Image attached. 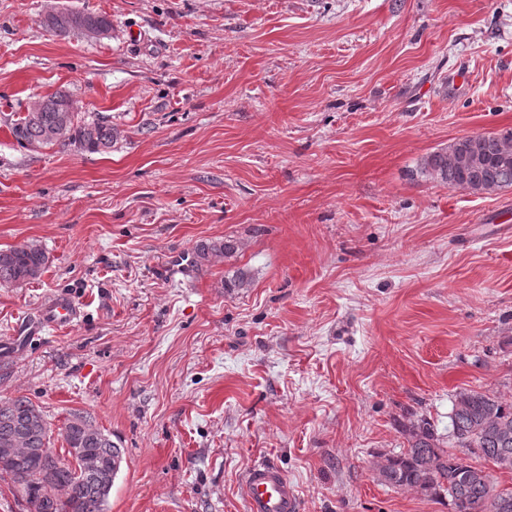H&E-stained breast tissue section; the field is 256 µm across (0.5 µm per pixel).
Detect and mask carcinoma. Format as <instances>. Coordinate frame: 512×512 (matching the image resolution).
Masks as SVG:
<instances>
[{
    "label": "carcinoma",
    "mask_w": 512,
    "mask_h": 512,
    "mask_svg": "<svg viewBox=\"0 0 512 512\" xmlns=\"http://www.w3.org/2000/svg\"><path fill=\"white\" fill-rule=\"evenodd\" d=\"M42 26L57 36L108 31L111 22L103 15L61 9L47 14ZM12 134L22 146L45 147L74 144L91 152H107L118 133L103 117H79L70 95L57 91L34 102L26 114L12 123ZM481 158L480 166L461 165L456 150L443 148L428 155L421 173L473 193L491 194L512 187V129L479 135L463 142ZM228 239L202 241L194 248L192 264L201 269L215 259L233 253ZM49 257L38 245L21 249H0V287H11L41 276ZM34 410L30 398L18 396L0 411V430L22 426ZM448 441L437 435L425 418L404 430L408 447L378 465L379 481L392 489L412 490L433 499L448 500L450 512H512V490L499 488L496 473L512 472V435L503 436L498 425L512 429V403L486 391L463 389L456 393L448 415ZM92 417L72 412L66 417L61 435L69 448H84L110 462L122 454L109 434L86 435L79 427ZM53 495L43 487L44 460L39 454L21 455L0 477H9L23 491L31 512H105L93 483L72 460L56 457Z\"/></svg>",
    "instance_id": "1"
}]
</instances>
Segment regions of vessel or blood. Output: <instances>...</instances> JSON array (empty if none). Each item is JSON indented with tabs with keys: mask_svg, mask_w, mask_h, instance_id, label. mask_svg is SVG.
<instances>
[{
	"mask_svg": "<svg viewBox=\"0 0 512 512\" xmlns=\"http://www.w3.org/2000/svg\"><path fill=\"white\" fill-rule=\"evenodd\" d=\"M77 316L75 306L67 299L52 300L45 308L43 322L55 327L71 323ZM243 495L249 512H298L299 501L287 476L277 467H250L243 484Z\"/></svg>",
	"mask_w": 512,
	"mask_h": 512,
	"instance_id": "1",
	"label": "vessel or blood"
}]
</instances>
